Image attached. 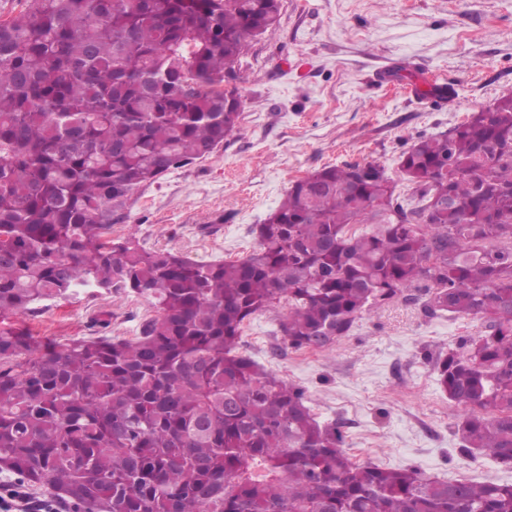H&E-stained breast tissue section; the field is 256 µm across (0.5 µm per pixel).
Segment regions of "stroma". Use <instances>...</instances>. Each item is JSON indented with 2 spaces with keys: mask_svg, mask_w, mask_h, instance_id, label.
<instances>
[{
  "mask_svg": "<svg viewBox=\"0 0 512 512\" xmlns=\"http://www.w3.org/2000/svg\"><path fill=\"white\" fill-rule=\"evenodd\" d=\"M237 86L238 132L141 188L122 232L197 261L245 257L256 245L251 225L298 179L326 165L394 167L419 138L512 93V0H282L278 25L252 40ZM433 88L445 106L432 105ZM150 306L133 294L82 292L17 323L41 342L131 339ZM273 322L270 313L250 320L244 351L301 387L320 419L340 423L352 461L442 480L477 470L512 483V469L459 452L452 429L466 411L437 389L428 361L483 331V319L434 318L400 298L314 352L290 348Z\"/></svg>",
  "mask_w": 512,
  "mask_h": 512,
  "instance_id": "1",
  "label": "stroma"
}]
</instances>
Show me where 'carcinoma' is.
Wrapping results in <instances>:
<instances>
[{"instance_id": "1", "label": "carcinoma", "mask_w": 512, "mask_h": 512, "mask_svg": "<svg viewBox=\"0 0 512 512\" xmlns=\"http://www.w3.org/2000/svg\"><path fill=\"white\" fill-rule=\"evenodd\" d=\"M281 0H22L0 21V473L75 512H512V484L352 461L304 391L239 350L273 312L325 348L403 293L485 330L432 359L460 451L512 468V94L385 165L292 184L257 247L200 262L112 237L132 197L237 131ZM454 207L426 218L431 205ZM84 289L151 300L132 339L40 344L17 315Z\"/></svg>"}]
</instances>
